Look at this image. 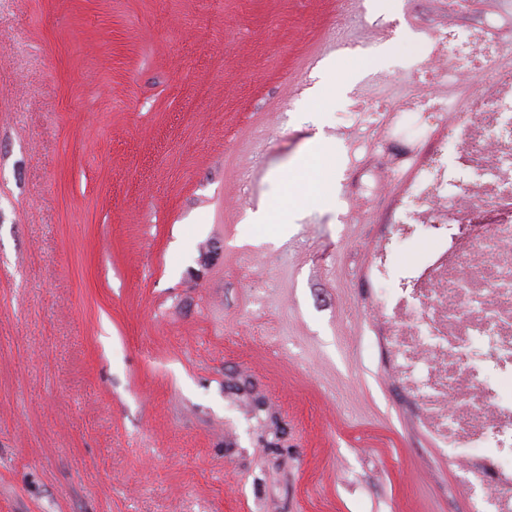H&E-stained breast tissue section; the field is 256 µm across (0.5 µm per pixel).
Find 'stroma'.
Segmentation results:
<instances>
[{"instance_id": "obj_1", "label": "stroma", "mask_w": 512, "mask_h": 512, "mask_svg": "<svg viewBox=\"0 0 512 512\" xmlns=\"http://www.w3.org/2000/svg\"><path fill=\"white\" fill-rule=\"evenodd\" d=\"M363 2L341 60V0H0V512H467L374 307L454 242L417 228L368 280L409 163L349 137L354 90L472 93L425 78V32L498 4ZM318 133L335 205L257 242Z\"/></svg>"}]
</instances>
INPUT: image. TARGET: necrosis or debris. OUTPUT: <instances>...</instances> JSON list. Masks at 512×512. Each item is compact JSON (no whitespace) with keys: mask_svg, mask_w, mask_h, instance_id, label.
<instances>
[{"mask_svg":"<svg viewBox=\"0 0 512 512\" xmlns=\"http://www.w3.org/2000/svg\"><path fill=\"white\" fill-rule=\"evenodd\" d=\"M512 35L496 20L431 35L432 76L467 75L479 87L460 100L403 106V128L444 123L448 133L400 174L396 234L379 243L373 279L414 224L455 229L458 249L413 284L416 308L381 299L387 346L400 383L418 398L422 424L462 465L469 512H512ZM455 151L456 167L444 157Z\"/></svg>","mask_w":512,"mask_h":512,"instance_id":"necrosis-or-debris-1","label":"necrosis or debris"}]
</instances>
